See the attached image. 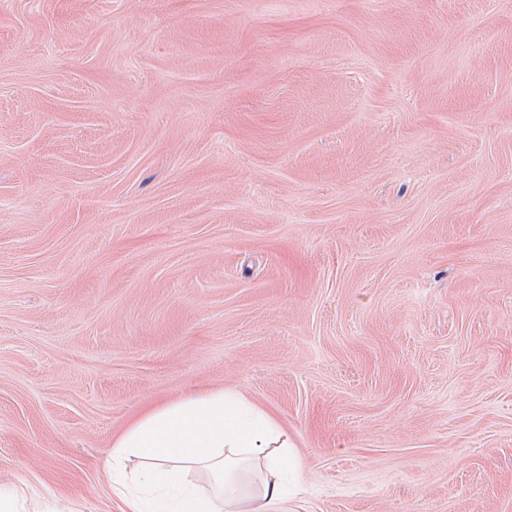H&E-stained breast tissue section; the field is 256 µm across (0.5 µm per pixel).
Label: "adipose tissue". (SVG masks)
Returning <instances> with one entry per match:
<instances>
[{"mask_svg":"<svg viewBox=\"0 0 512 512\" xmlns=\"http://www.w3.org/2000/svg\"><path fill=\"white\" fill-rule=\"evenodd\" d=\"M201 470L207 486L188 482ZM303 472L282 426L221 389L143 411L113 440L104 468L124 512H301Z\"/></svg>","mask_w":512,"mask_h":512,"instance_id":"1","label":"adipose tissue"}]
</instances>
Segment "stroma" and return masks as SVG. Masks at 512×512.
I'll return each mask as SVG.
<instances>
[{"label":"stroma","instance_id":"obj_1","mask_svg":"<svg viewBox=\"0 0 512 512\" xmlns=\"http://www.w3.org/2000/svg\"><path fill=\"white\" fill-rule=\"evenodd\" d=\"M217 388L306 512H512V0H0V491Z\"/></svg>","mask_w":512,"mask_h":512}]
</instances>
